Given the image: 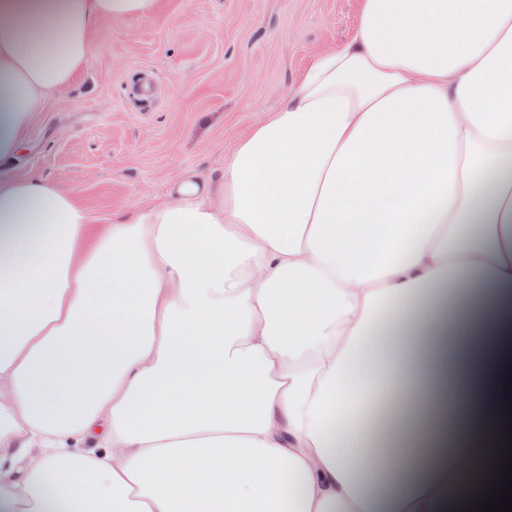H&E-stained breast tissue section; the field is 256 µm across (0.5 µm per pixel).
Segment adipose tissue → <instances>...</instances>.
Segmentation results:
<instances>
[{"instance_id": "adipose-tissue-1", "label": "adipose tissue", "mask_w": 512, "mask_h": 512, "mask_svg": "<svg viewBox=\"0 0 512 512\" xmlns=\"http://www.w3.org/2000/svg\"><path fill=\"white\" fill-rule=\"evenodd\" d=\"M156 7L0 0V163L97 21ZM90 222L0 182V512L477 503L512 376V0H362L219 178Z\"/></svg>"}]
</instances>
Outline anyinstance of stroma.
Wrapping results in <instances>:
<instances>
[{"mask_svg": "<svg viewBox=\"0 0 512 512\" xmlns=\"http://www.w3.org/2000/svg\"><path fill=\"white\" fill-rule=\"evenodd\" d=\"M361 0H158L154 14L101 18L70 85L42 99L0 181L74 193L90 234L127 206L168 200L171 177L215 179L224 149L273 109L316 52L351 37ZM154 76L141 101L137 81Z\"/></svg>", "mask_w": 512, "mask_h": 512, "instance_id": "obj_1", "label": "stroma"}]
</instances>
